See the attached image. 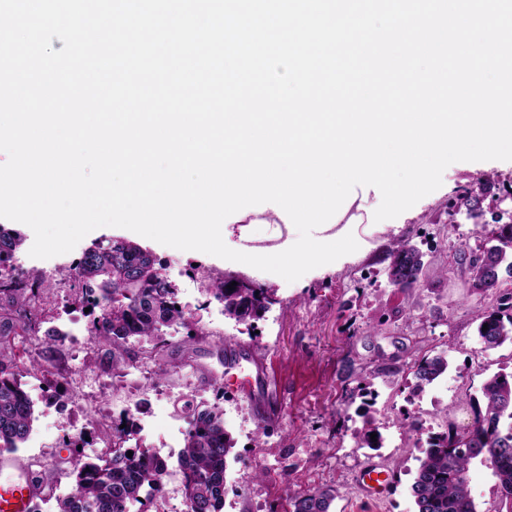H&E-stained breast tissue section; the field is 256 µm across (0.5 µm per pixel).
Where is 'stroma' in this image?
Instances as JSON below:
<instances>
[{"label": "stroma", "instance_id": "obj_1", "mask_svg": "<svg viewBox=\"0 0 512 512\" xmlns=\"http://www.w3.org/2000/svg\"><path fill=\"white\" fill-rule=\"evenodd\" d=\"M510 185L512 161L456 162L445 170L440 188L381 225L373 222L380 192L356 187L348 197L349 213L366 228L361 249L341 265L321 266L292 283L117 227L93 230L69 253L35 259L29 255L34 233L22 227L14 276L52 284L45 324L73 321L81 343L59 347L48 365L65 375L69 396L54 397L27 378L33 430L14 460L28 464L43 491H65L74 460L94 461L100 449L96 443L68 447L82 422L130 421L134 444L157 454L166 446L169 424L187 430L184 402L217 404L232 443L222 512H288L289 492L326 486L338 491L330 512H415L409 487L424 439L449 421L467 425V403L479 396L484 380L512 372V344L483 350L475 321L480 297L468 288V270L456 263L460 250L478 248L475 225L490 222ZM465 186L473 188L478 205L449 218L448 200ZM117 235L152 251L190 322L167 330L153 367L170 375L157 385L139 366L121 377L101 372L94 361L104 348L86 336L89 316L77 300L79 283L71 268L93 242ZM404 237L424 261L420 283L406 292L394 288L387 275L388 249ZM224 276L267 288L274 305L249 326L225 318L221 304L206 293ZM190 333L196 342L187 349L182 342ZM424 354L447 355L448 370L418 391L408 367ZM260 369L274 384L256 402L238 386ZM368 382L377 394L372 415L382 435L376 449L362 446L363 420L351 400L352 391ZM262 416L270 424L265 436L257 427ZM414 417L420 437L411 440L406 429ZM370 463L393 477L381 503L365 501L352 485L353 476Z\"/></svg>", "mask_w": 512, "mask_h": 512}]
</instances>
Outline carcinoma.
<instances>
[{"instance_id":"cac0c4a2","label":"carcinoma","mask_w":512,"mask_h":512,"mask_svg":"<svg viewBox=\"0 0 512 512\" xmlns=\"http://www.w3.org/2000/svg\"><path fill=\"white\" fill-rule=\"evenodd\" d=\"M21 233L0 225V452H17L33 428L34 406L23 374H45L44 353L60 345L54 329L42 330V314L50 286L42 281L26 282L7 274ZM482 258L460 253L471 287L488 300L477 310L478 336L484 350L512 344V291L500 289V270L512 251V222L498 224L479 247ZM388 278L401 290L415 287L423 275L419 250L408 241L389 254ZM75 278L83 282L81 295L92 319L87 335L106 346L104 370L118 374L134 366L125 344L131 337L157 339L174 325L189 327L178 307L176 290L153 254L121 237L86 248L75 267ZM237 282L235 289L227 288ZM210 297L224 305V316L237 323L258 318L273 303L271 293L232 278L217 281L208 289ZM448 370L443 354L423 356L410 365L416 388L424 389ZM364 401L357 409L364 418L363 445L380 447L381 437L371 440L379 427L368 418ZM472 422L464 428L454 424L430 437L418 458L419 466L410 485L415 512H477L469 489V471L478 462L496 478L501 501L512 509V373H495L481 387L480 397L470 402ZM184 446L178 456L182 473L185 512H222L226 494L225 471L231 449L218 405L193 407ZM112 442V453L90 463H75L71 489L56 498L54 512H130L143 489L149 498L158 487L161 459L147 450L124 449L130 432L118 425L98 429ZM335 491L310 489L289 496L292 512H329Z\"/></svg>"}]
</instances>
